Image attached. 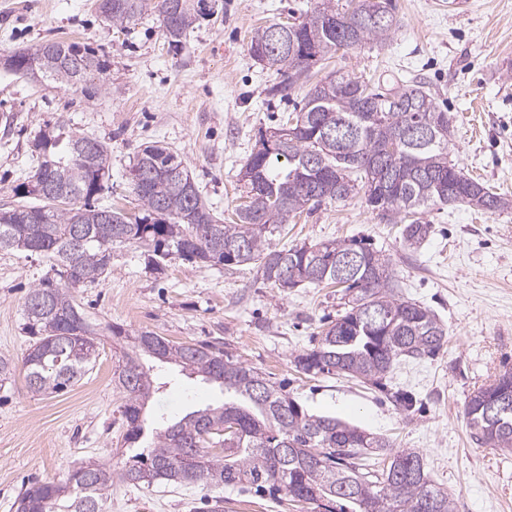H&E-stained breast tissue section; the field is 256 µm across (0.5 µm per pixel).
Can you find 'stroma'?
I'll return each mask as SVG.
<instances>
[{
    "mask_svg": "<svg viewBox=\"0 0 512 512\" xmlns=\"http://www.w3.org/2000/svg\"><path fill=\"white\" fill-rule=\"evenodd\" d=\"M315 0H207L211 15L169 46L155 14L113 26L95 0H0V58L63 40L92 48L108 69L90 91L47 84L0 65V208L20 205L15 187L33 175L31 143L59 124L111 149L112 190L103 207L142 216L129 181L134 154L159 144L178 151L217 216L232 221L237 174L262 131L294 112L311 81L331 71L395 87L417 83L447 110L449 156L467 175L512 199V0H393L400 26L382 45L339 52L309 78L288 84L247 51L254 29L300 17ZM418 249L402 241L400 220L382 219L355 197L274 226L271 248L357 238L390 259L401 297L434 311L448 331L434 358L392 372L420 406L407 417L380 390L345 375H306L293 358L313 346L325 319L336 318L333 286L288 290L264 283L256 265L228 267L168 258L117 244L108 272L74 288L99 341V355L74 387L34 394L23 370L0 382V512L30 481L62 475L89 461L125 459L117 363L108 325L150 331L177 343H209L283 383L308 413L332 416L415 448L455 512H512V451L476 444L463 416L468 396L512 368V210L443 206ZM49 270L42 255L0 250V355L21 359L32 339L24 300ZM169 384L148 411L174 420L221 401L220 391L162 368ZM224 512H312L310 505L252 489L217 492ZM197 488H134L114 482L106 512H200Z\"/></svg>",
    "mask_w": 512,
    "mask_h": 512,
    "instance_id": "stroma-1",
    "label": "stroma"
}]
</instances>
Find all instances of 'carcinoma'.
I'll list each match as a JSON object with an SVG mask.
<instances>
[{
  "label": "carcinoma",
  "mask_w": 512,
  "mask_h": 512,
  "mask_svg": "<svg viewBox=\"0 0 512 512\" xmlns=\"http://www.w3.org/2000/svg\"><path fill=\"white\" fill-rule=\"evenodd\" d=\"M99 12L125 27L142 14H158L168 44H181L187 29L204 14L200 0H97ZM382 22L373 21L379 11ZM350 17L349 25L336 18ZM278 27L295 42L272 48ZM399 27L392 0H318L301 21L257 28L250 56L268 69L301 79L310 66L340 50L386 43ZM63 54L36 64L35 74L72 87L100 76L106 61L74 43L57 42ZM402 100L349 73L336 71L313 84L304 106L288 122L261 135L258 148L239 172L242 203L226 224L199 190L184 192L170 174L189 170L176 152L149 145L136 153L130 169L141 172L133 186L145 215L134 221L121 211L79 207L108 189L109 149L95 138L65 128L45 129L34 139L37 169L14 188L41 206L0 208V250L40 253L50 270L30 289L25 312L33 343L17 363L0 356V381L22 368L35 393H59L76 384L97 357V338L70 288L100 278L112 260V245L143 244L153 255L226 266L254 263L263 280L282 289L306 284L344 288V312L328 323L314 346L294 357L307 375L342 374L390 391L394 405L410 415L416 396L388 384L400 361L435 357L446 329L426 307L399 296L389 259L361 240L303 243L270 248L272 224L316 211L322 203L359 194L367 206L391 220H410L405 244L418 248L432 225L424 211L467 205L497 212L512 200L465 175L449 159L452 120L423 86L396 91ZM355 261L339 274L336 259ZM120 347L114 375L124 396V443L144 437L146 407L159 391L148 357L180 367L189 379L220 390L224 400L186 412L154 431L152 440L118 471L89 462L59 479L35 481L18 495L15 512H104L113 478L132 485L154 483L202 490L244 484L283 492L318 512H455L448 491L428 474L423 455L390 447L380 436L336 418L312 415L253 367L207 343H175L144 331L131 336L109 327ZM473 438L481 446L512 449V369L474 390L463 405Z\"/></svg>",
  "instance_id": "cac0c4a2"
}]
</instances>
